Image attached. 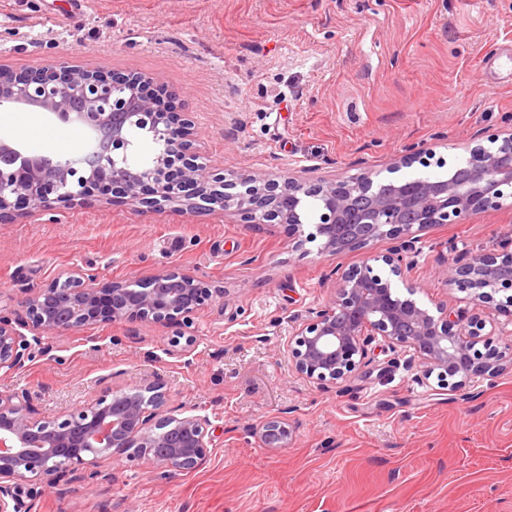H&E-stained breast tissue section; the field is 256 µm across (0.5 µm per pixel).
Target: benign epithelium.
I'll return each instance as SVG.
<instances>
[{"instance_id":"benign-epithelium-1","label":"benign epithelium","mask_w":512,"mask_h":512,"mask_svg":"<svg viewBox=\"0 0 512 512\" xmlns=\"http://www.w3.org/2000/svg\"><path fill=\"white\" fill-rule=\"evenodd\" d=\"M147 78L118 75L68 62L17 73L0 64V107L36 109L62 124L78 123L88 132L73 151L31 155L15 141L0 138V220L24 211H54L99 193L139 209L181 211L219 209L246 223L262 220L297 229V247L317 243V253L363 249L379 239L400 244L383 255H369L338 274L331 301L295 324L290 346L297 373L338 384L370 360L373 343L413 348L423 374L439 371L458 388L494 375L503 356L494 349L474 353L484 324L447 310L431 309L415 295L423 284L409 278L406 254L415 233L433 224H468L501 210L512 199V128L466 147L454 174H422L387 181L373 173L356 177L254 174L226 176L192 151L194 125L172 104L145 90ZM151 139L146 164L134 162L133 133ZM433 151L413 144L393 159L391 174L414 164L431 166ZM318 204L313 231L302 232L309 201ZM448 288L468 294L474 305L512 307V242L496 253L465 256L446 274ZM211 298L193 276L164 270L147 282H99L69 275L34 289L23 302L25 316L12 322L0 315V372L24 367L33 335L62 333L140 320L178 327ZM167 407L160 385L137 386L98 398L60 422L41 421L27 399L0 397V512H30L19 498L18 482L41 479L55 485L82 466L112 458L122 450L174 471L192 470L207 459L209 419L179 417ZM260 437L268 448H286L290 425L264 422Z\"/></svg>"}]
</instances>
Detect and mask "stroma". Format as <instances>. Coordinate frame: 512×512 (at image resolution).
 <instances>
[{"mask_svg": "<svg viewBox=\"0 0 512 512\" xmlns=\"http://www.w3.org/2000/svg\"><path fill=\"white\" fill-rule=\"evenodd\" d=\"M0 0V63L56 61L137 73L195 123L194 149L228 174L386 173L403 146L452 165L512 114V0ZM0 137L32 154L85 142L86 129L37 114ZM512 241V202L468 224L417 232L418 299L480 315L479 351H507V317L477 310L443 272L462 252ZM285 224L220 211H152L97 198L0 222V315L81 272L98 281L190 273L212 298L175 329L150 322L31 337L0 394L28 396L43 421L110 392L160 383L168 406L209 417L206 463L171 472L117 454L72 486L22 484L31 512H512V367L453 391L412 348L375 350L351 380L297 374L294 320L327 305L337 269L390 250L381 240L304 253ZM281 418L290 447H265ZM260 437L268 448H287L293 440V430L282 419L273 418L264 422L260 427Z\"/></svg>", "mask_w": 512, "mask_h": 512, "instance_id": "1", "label": "stroma"}]
</instances>
